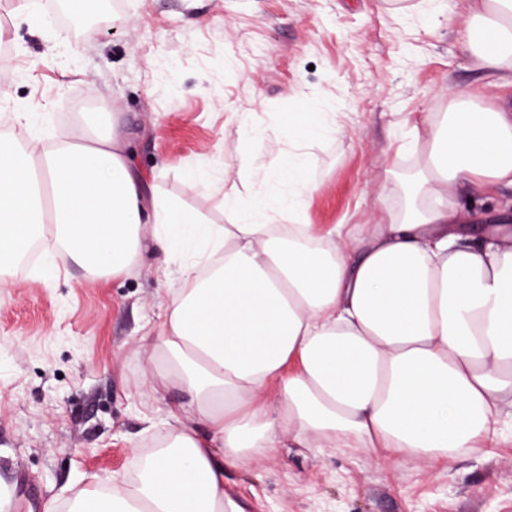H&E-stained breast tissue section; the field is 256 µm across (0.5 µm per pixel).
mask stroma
I'll return each mask as SVG.
<instances>
[{
    "label": "stroma",
    "instance_id": "1",
    "mask_svg": "<svg viewBox=\"0 0 512 512\" xmlns=\"http://www.w3.org/2000/svg\"><path fill=\"white\" fill-rule=\"evenodd\" d=\"M473 0H99L117 29L72 33L39 0H0V133L35 110L45 143L96 122L117 129L147 196L210 224L254 197L288 201V116L332 133L307 149L314 187L297 221L329 232L397 211L413 166L401 146L447 111L450 87L512 90L463 51ZM235 187V205L224 201ZM160 258L89 274L38 253L0 288V512L17 489L41 502L129 475L172 395L144 391V338L164 320ZM489 444L431 467L375 464L364 449L278 448L224 484L250 512H512V418Z\"/></svg>",
    "mask_w": 512,
    "mask_h": 512
}]
</instances>
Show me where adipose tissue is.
Masks as SVG:
<instances>
[{
	"instance_id": "1",
	"label": "adipose tissue",
	"mask_w": 512,
	"mask_h": 512,
	"mask_svg": "<svg viewBox=\"0 0 512 512\" xmlns=\"http://www.w3.org/2000/svg\"><path fill=\"white\" fill-rule=\"evenodd\" d=\"M463 46L512 86V0H475ZM321 130L288 120V212L311 191L304 147ZM410 150L397 212L324 235L271 223L262 202L224 225L145 202L112 133L0 137L1 285L45 233L85 270L121 273L147 215L155 246L186 260L140 381L177 397L155 432L165 447L145 451L136 479L76 490L69 512H247L224 491L225 465L287 440L437 464L496 436L512 409V226L473 228L457 191L512 189V107L472 93Z\"/></svg>"
}]
</instances>
